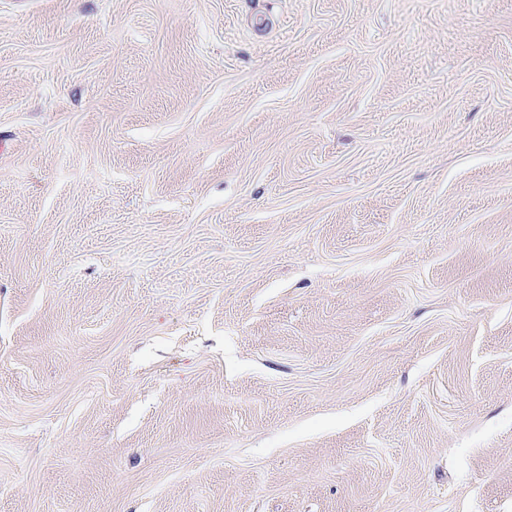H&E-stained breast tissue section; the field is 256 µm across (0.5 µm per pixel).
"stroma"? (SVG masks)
<instances>
[{"label": "stroma", "instance_id": "obj_1", "mask_svg": "<svg viewBox=\"0 0 512 512\" xmlns=\"http://www.w3.org/2000/svg\"><path fill=\"white\" fill-rule=\"evenodd\" d=\"M0 512H512V0H0Z\"/></svg>", "mask_w": 512, "mask_h": 512}]
</instances>
